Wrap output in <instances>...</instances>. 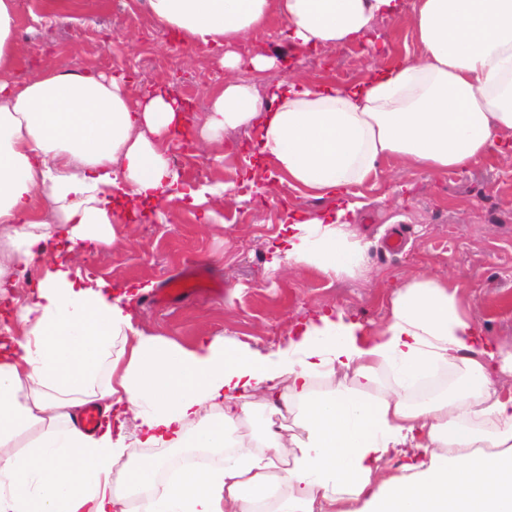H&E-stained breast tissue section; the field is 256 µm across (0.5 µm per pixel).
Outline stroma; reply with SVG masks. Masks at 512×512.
Wrapping results in <instances>:
<instances>
[{
    "instance_id": "obj_1",
    "label": "stroma",
    "mask_w": 512,
    "mask_h": 512,
    "mask_svg": "<svg viewBox=\"0 0 512 512\" xmlns=\"http://www.w3.org/2000/svg\"><path fill=\"white\" fill-rule=\"evenodd\" d=\"M17 12L25 31L16 38V81L45 69H95L125 76L135 99L178 72L184 84L177 92L192 99L198 123L209 107L207 89L224 81L220 57L207 47H188L170 36L145 43V31L158 27L147 0H17ZM281 29L274 22L248 44L257 53L294 57L310 82L347 85L380 62L364 44L326 53L296 50ZM249 139L245 130H229L197 155L172 144L168 156L187 182L197 180L194 166L200 163L206 170L202 184L231 183L234 194L209 197L199 207L175 199L162 205L161 218L120 221L111 245L79 258L84 275L113 283L137 280L158 290L192 266L217 285V292L177 301L152 303L140 296L133 309L138 330L187 349L221 336L265 353L286 346L291 325L319 309L342 307L364 323H382L394 287L430 274L458 285L487 337L512 345V159L490 158L467 173L438 178L397 159L383 163L377 178L358 186L363 206L350 226L368 245L366 266L336 279L304 265L271 269L287 210L327 211L335 201L285 182L260 196V181L238 173L241 157L220 161L229 147ZM398 232L405 237L401 252L386 253L385 238Z\"/></svg>"
}]
</instances>
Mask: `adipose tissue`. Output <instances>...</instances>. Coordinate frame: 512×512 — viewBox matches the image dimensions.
<instances>
[{"mask_svg":"<svg viewBox=\"0 0 512 512\" xmlns=\"http://www.w3.org/2000/svg\"><path fill=\"white\" fill-rule=\"evenodd\" d=\"M186 45L221 52L200 142L253 131L250 152L272 180L336 198L287 220L278 260L330 278L361 271L349 232L354 187L380 161L432 176L512 155V0H149ZM409 10L418 54L345 87L291 76L258 97L250 81L279 59H242L237 44L279 19L297 48L369 41L378 20ZM16 0H0V293L44 265L0 347V512H512V346L489 341L448 280L398 284L383 323L345 309L295 328L263 354L214 337L185 349L133 325L139 287L82 274L70 257L109 243L121 204L197 207L234 184L194 186L167 157L186 122L180 97L143 92L98 71L47 70L14 83ZM45 213L31 210L35 199ZM448 393L412 402L439 368ZM391 379L381 388L380 375ZM335 378L330 391L316 377ZM100 407L97 431L76 419ZM255 445L230 434L257 412ZM221 448L224 462L186 468L157 487L160 465L126 462L130 442Z\"/></svg>","mask_w":512,"mask_h":512,"instance_id":"obj_1","label":"adipose tissue"}]
</instances>
